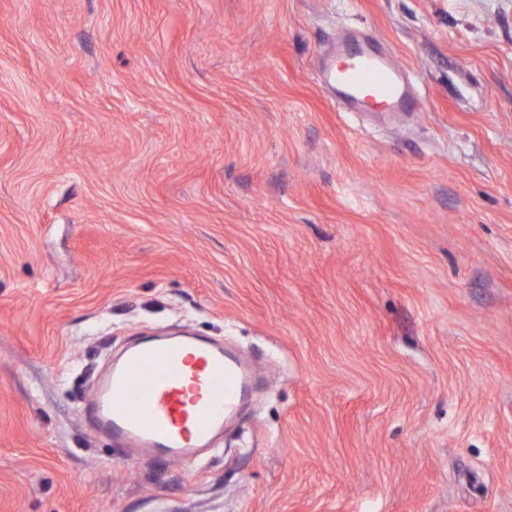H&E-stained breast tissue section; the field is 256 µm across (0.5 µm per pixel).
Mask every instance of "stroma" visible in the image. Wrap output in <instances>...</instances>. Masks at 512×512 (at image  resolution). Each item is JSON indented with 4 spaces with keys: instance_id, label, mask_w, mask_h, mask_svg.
<instances>
[{
    "instance_id": "obj_1",
    "label": "stroma",
    "mask_w": 512,
    "mask_h": 512,
    "mask_svg": "<svg viewBox=\"0 0 512 512\" xmlns=\"http://www.w3.org/2000/svg\"><path fill=\"white\" fill-rule=\"evenodd\" d=\"M361 30L417 112L324 83ZM188 329L197 464L82 415ZM512 512V0H0V512Z\"/></svg>"
}]
</instances>
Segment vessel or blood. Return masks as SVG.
Returning <instances> with one entry per match:
<instances>
[{"label":"vessel or blood","instance_id":"obj_1","mask_svg":"<svg viewBox=\"0 0 512 512\" xmlns=\"http://www.w3.org/2000/svg\"><path fill=\"white\" fill-rule=\"evenodd\" d=\"M326 81L347 106L397 115L416 100L401 70L372 43L341 39ZM253 378L251 366L222 346L192 336L150 340L112 361L86 415L106 435L157 462L195 459L223 432Z\"/></svg>","mask_w":512,"mask_h":512}]
</instances>
